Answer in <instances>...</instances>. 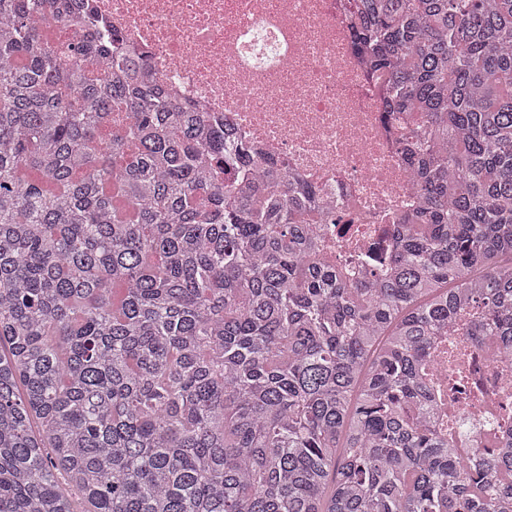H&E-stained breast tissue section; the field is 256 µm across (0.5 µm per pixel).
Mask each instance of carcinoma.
<instances>
[{
  "label": "carcinoma",
  "instance_id": "cac0c4a2",
  "mask_svg": "<svg viewBox=\"0 0 512 512\" xmlns=\"http://www.w3.org/2000/svg\"><path fill=\"white\" fill-rule=\"evenodd\" d=\"M347 19L418 192L364 285L314 190L174 108L119 32L0 0V512H512V452L464 470L421 381L471 304L512 357V0Z\"/></svg>",
  "mask_w": 512,
  "mask_h": 512
}]
</instances>
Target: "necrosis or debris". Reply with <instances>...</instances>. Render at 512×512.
<instances>
[{"label":"necrosis or debris","mask_w":512,"mask_h":512,"mask_svg":"<svg viewBox=\"0 0 512 512\" xmlns=\"http://www.w3.org/2000/svg\"><path fill=\"white\" fill-rule=\"evenodd\" d=\"M102 30L147 56L166 92L220 118L238 140L288 174L314 185L335 208L324 246L333 264L371 281L391 264L393 241L416 197L402 156V123L382 111L383 81L351 45L343 0H89ZM430 393L440 426L469 423L483 450L481 414L495 412L502 365L473 350L460 394L448 345L429 357Z\"/></svg>","instance_id":"4bbe7bcc"}]
</instances>
